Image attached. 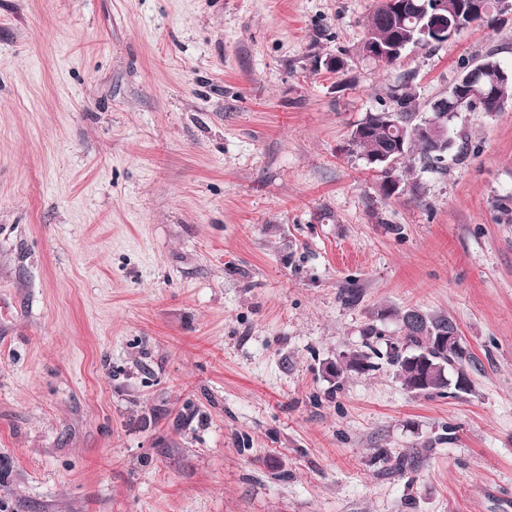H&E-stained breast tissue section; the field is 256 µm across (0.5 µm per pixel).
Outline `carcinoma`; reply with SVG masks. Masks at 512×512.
I'll return each instance as SVG.
<instances>
[{"mask_svg": "<svg viewBox=\"0 0 512 512\" xmlns=\"http://www.w3.org/2000/svg\"><path fill=\"white\" fill-rule=\"evenodd\" d=\"M407 26L408 29L403 30L395 25L392 5L383 0L367 25L364 40L379 43L384 47L396 38H402L413 45L430 47L438 46L446 40L444 36L419 32V25L416 23L409 22ZM492 60L494 57L488 55L474 63L469 67L470 76L481 83H490L494 78L512 80V70L503 76L497 67L484 66V63ZM390 100L387 109L393 111V126L386 127L375 120L364 125V131L353 143L352 150V153L366 162L376 157L383 159V165L379 170L384 174L383 191L387 196L395 193V190L391 189V176L394 174L400 178L402 188L416 190V185L408 183V174L412 171V166L397 170V166L402 162L412 163L417 160L425 167H433L444 161L454 142L448 140L439 146L432 137V131H450L457 118L448 96H439L431 100L426 114L416 112V95L407 84L393 91ZM385 318L396 321L398 339H391L381 328ZM458 335V325L448 315L429 313L416 307L402 311L388 307L379 308L362 329L365 350L346 356L343 368L328 376V380L336 386L352 373L363 374L370 370L373 368L370 359L380 355L376 345L383 344L387 361L394 367L395 374L398 375V380L405 390L408 391L416 385L417 374L412 362L421 357L432 363V366L429 367L428 385L416 389L415 393L427 396L441 394L448 387L457 385V380L467 377L464 363L470 361V354L460 346L447 349L436 343L439 336Z\"/></svg>", "mask_w": 512, "mask_h": 512, "instance_id": "1", "label": "carcinoma"}]
</instances>
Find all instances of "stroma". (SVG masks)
Returning <instances> with one entry per match:
<instances>
[{
    "mask_svg": "<svg viewBox=\"0 0 512 512\" xmlns=\"http://www.w3.org/2000/svg\"><path fill=\"white\" fill-rule=\"evenodd\" d=\"M378 3L0 0L8 512H512V105L399 196L348 146L399 85L512 69V10L385 65ZM379 307L451 316L470 389L332 388Z\"/></svg>",
    "mask_w": 512,
    "mask_h": 512,
    "instance_id": "stroma-1",
    "label": "stroma"
}]
</instances>
